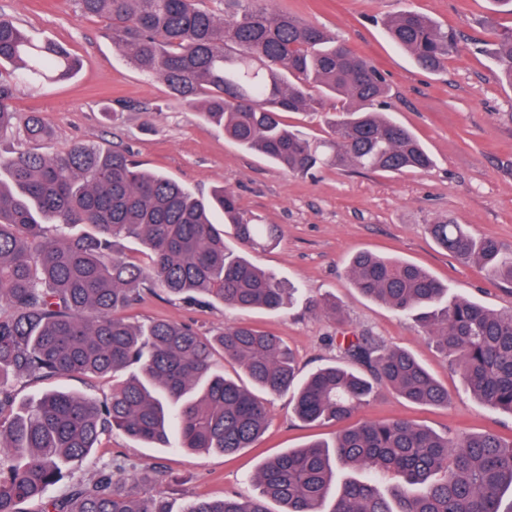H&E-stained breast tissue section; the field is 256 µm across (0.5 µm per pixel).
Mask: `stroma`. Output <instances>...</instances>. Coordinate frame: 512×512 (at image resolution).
I'll use <instances>...</instances> for the list:
<instances>
[{
	"instance_id": "35a3bbf8",
	"label": "stroma",
	"mask_w": 512,
	"mask_h": 512,
	"mask_svg": "<svg viewBox=\"0 0 512 512\" xmlns=\"http://www.w3.org/2000/svg\"><path fill=\"white\" fill-rule=\"evenodd\" d=\"M269 6L335 33L383 72L392 112L424 143L434 167L403 175L331 168L312 177L290 175L225 139L158 79L138 70L113 45L104 19L79 17L76 0H0V11L33 37L61 43L82 61L71 80L20 87L13 101L19 115L40 112L52 129L37 152L51 156L80 141L130 153L144 168L198 195L224 186L254 223L277 229V243L249 251L250 261L298 290L275 315L147 294L127 310V319L138 325L185 322L213 333L242 321L281 336L306 373L337 359L335 324L309 306L330 295L344 306L348 331L369 332L411 352L448 389L444 407H417L386 391L358 419L408 418L451 436L491 430L512 438V417L485 410L411 319L360 294L348 275L351 256L368 250L421 266L447 286L449 296L512 313V284L489 281L477 266L439 248L427 231L433 219L448 216L474 236L497 240L503 255L512 256V88L502 84L487 52L488 0H269ZM406 7L456 32L458 47L441 73L420 70L389 41L380 20ZM120 101L124 110L109 118ZM112 384L109 375H73L18 379L13 391L19 405L52 390L100 401ZM269 411L267 431L255 448L187 454L115 432L74 474L88 479L115 463L131 471L154 468L155 479L142 493H164L175 512L198 498L249 497L256 492L252 477L266 458L333 439L338 431L296 420L285 395L270 397Z\"/></svg>"
}]
</instances>
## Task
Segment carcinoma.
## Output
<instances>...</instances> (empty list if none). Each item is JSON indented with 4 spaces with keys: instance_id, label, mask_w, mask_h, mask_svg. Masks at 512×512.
<instances>
[{
    "instance_id": "obj_1",
    "label": "carcinoma",
    "mask_w": 512,
    "mask_h": 512,
    "mask_svg": "<svg viewBox=\"0 0 512 512\" xmlns=\"http://www.w3.org/2000/svg\"><path fill=\"white\" fill-rule=\"evenodd\" d=\"M77 7L109 22L113 45L137 69L242 150L292 175L433 165L389 111L385 79L370 62L326 30L270 10L267 0H224L221 15L204 0H78ZM382 25L428 73L456 47L454 31L410 8ZM491 29L490 53L512 87V28ZM78 67L65 48L0 13V134L16 127L20 82H63ZM284 112L324 113L325 136L289 127ZM49 135L40 113H28L24 140ZM429 232L461 262L512 283V258L495 239L475 237L447 216ZM228 233L247 249L277 241L276 229L251 223L232 191L198 197L121 151L75 142L53 157L28 147L0 157V512H24L30 502L41 512H173L163 495H140L150 470L126 476L118 463L90 483L72 481L61 498L47 492L114 431L188 451L255 448L267 397L284 393L299 421L345 427L331 444L266 460L253 477L258 494L199 499L183 512H272L270 501L282 512H512L501 509L512 491V439L493 431L454 438L410 419L355 420L383 388L417 406L448 405V389L411 353L369 333L343 335L339 362L300 379L288 347L270 331L234 323L209 338L189 325L141 327L119 315L156 290L237 311H279L291 289L230 249ZM126 238L138 241L147 261L115 252ZM348 274L362 295L418 323L482 406L512 415V313L450 300L421 267L370 251L352 256ZM313 310L346 322L334 299ZM218 351L250 386L214 371ZM131 366L136 372L103 401L53 391L4 417L12 379L101 377ZM392 477L399 481L382 493L378 484Z\"/></svg>"
}]
</instances>
